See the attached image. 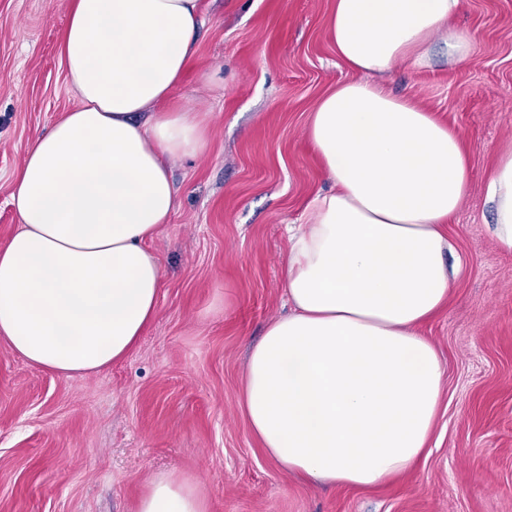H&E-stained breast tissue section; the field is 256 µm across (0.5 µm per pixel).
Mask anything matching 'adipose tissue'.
<instances>
[{
  "instance_id": "1",
  "label": "adipose tissue",
  "mask_w": 512,
  "mask_h": 512,
  "mask_svg": "<svg viewBox=\"0 0 512 512\" xmlns=\"http://www.w3.org/2000/svg\"><path fill=\"white\" fill-rule=\"evenodd\" d=\"M465 0H335L328 34L353 77L314 105L305 137L330 190L291 228L282 279L292 314L251 346L242 409L285 475L382 485L416 468L444 371L421 326L455 286L444 231L472 186L460 137L399 67L451 59ZM200 0H71L61 56L79 97L31 140L0 245V341L62 376L125 359L154 319L163 276L148 244L176 208L168 166L207 144L202 112L168 101L194 56ZM494 237L512 253V140L487 185ZM138 512H209L193 484L150 483Z\"/></svg>"
}]
</instances>
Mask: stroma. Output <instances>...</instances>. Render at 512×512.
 Wrapping results in <instances>:
<instances>
[{
    "label": "stroma",
    "instance_id": "1",
    "mask_svg": "<svg viewBox=\"0 0 512 512\" xmlns=\"http://www.w3.org/2000/svg\"><path fill=\"white\" fill-rule=\"evenodd\" d=\"M70 0H0V242L18 229L14 178L32 137L75 109L61 59ZM334 0H202L197 52L171 104L210 115L207 147L172 162L177 207L149 248L157 314L123 361L62 377L0 342V512H137L151 480L196 482L209 512H512V253L486 198L512 138V0H467L391 89L455 129L472 192L447 226L456 283L422 333L445 377L427 458L374 487L285 476L241 410L250 344L289 312L287 225L331 187L303 131L349 79L327 37Z\"/></svg>",
    "mask_w": 512,
    "mask_h": 512
}]
</instances>
